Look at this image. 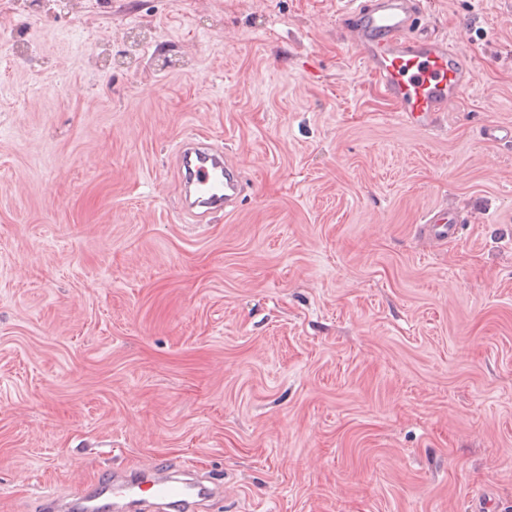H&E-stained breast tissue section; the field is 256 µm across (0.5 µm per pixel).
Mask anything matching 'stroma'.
Listing matches in <instances>:
<instances>
[{
  "mask_svg": "<svg viewBox=\"0 0 512 512\" xmlns=\"http://www.w3.org/2000/svg\"><path fill=\"white\" fill-rule=\"evenodd\" d=\"M340 2L0 0V512L152 461L203 512H512V0H427L474 82L432 131ZM181 145L177 150L182 182L185 186H194L195 199L188 205L193 212L196 208L203 209L195 213L205 216L215 211H231L246 195L249 184L240 172L221 153L211 147H188ZM228 208L231 210L227 211ZM467 222L468 217L463 212L453 208H441L430 211L421 228L425 235L438 240H456L460 237L463 224Z\"/></svg>",
  "mask_w": 512,
  "mask_h": 512,
  "instance_id": "stroma-1",
  "label": "stroma"
}]
</instances>
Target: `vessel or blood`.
<instances>
[{"label":"vessel or blood","instance_id":"vessel-or-blood-1","mask_svg":"<svg viewBox=\"0 0 512 512\" xmlns=\"http://www.w3.org/2000/svg\"><path fill=\"white\" fill-rule=\"evenodd\" d=\"M339 18L349 45L369 66L401 119L431 129L440 113L454 110L472 87L468 52L459 42L421 33V0H343ZM182 181L194 187V207L210 214L235 208L249 185L233 164L209 147L181 145L177 150ZM467 215L453 208L430 211L425 235L458 239ZM148 490L170 512H186L208 487L174 476L157 465L121 478L103 477L95 496L63 500L45 497L43 512H100L105 504L120 508L123 500Z\"/></svg>","mask_w":512,"mask_h":512}]
</instances>
